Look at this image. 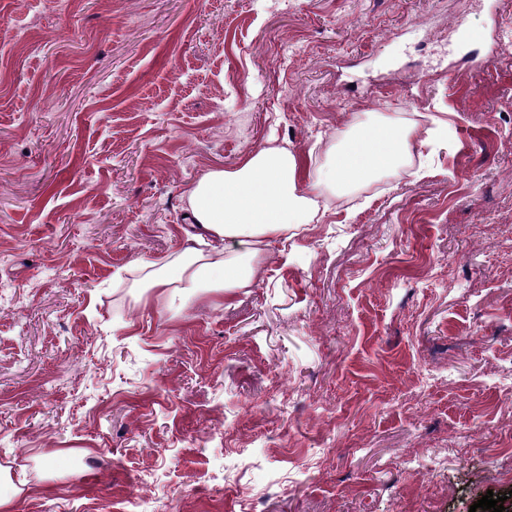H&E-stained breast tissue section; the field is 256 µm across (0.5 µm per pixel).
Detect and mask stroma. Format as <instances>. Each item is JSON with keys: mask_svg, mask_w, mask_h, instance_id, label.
I'll return each mask as SVG.
<instances>
[{"mask_svg": "<svg viewBox=\"0 0 512 512\" xmlns=\"http://www.w3.org/2000/svg\"><path fill=\"white\" fill-rule=\"evenodd\" d=\"M372 113L411 165L233 306L136 288L203 172ZM511 392L512 0H0L11 512H512Z\"/></svg>", "mask_w": 512, "mask_h": 512, "instance_id": "35a3bbf8", "label": "stroma"}]
</instances>
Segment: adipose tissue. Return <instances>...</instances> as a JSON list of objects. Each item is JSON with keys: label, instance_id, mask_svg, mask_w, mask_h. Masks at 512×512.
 <instances>
[{"label": "adipose tissue", "instance_id": "1", "mask_svg": "<svg viewBox=\"0 0 512 512\" xmlns=\"http://www.w3.org/2000/svg\"><path fill=\"white\" fill-rule=\"evenodd\" d=\"M414 133L396 117L380 116L356 124L321 166L272 138L233 168L207 170L184 196L182 249L150 264L142 287L173 300L186 291L215 293L232 304L235 289L255 276L245 259L288 230L317 222L324 191H346L398 167ZM228 240L234 252H225Z\"/></svg>", "mask_w": 512, "mask_h": 512}]
</instances>
